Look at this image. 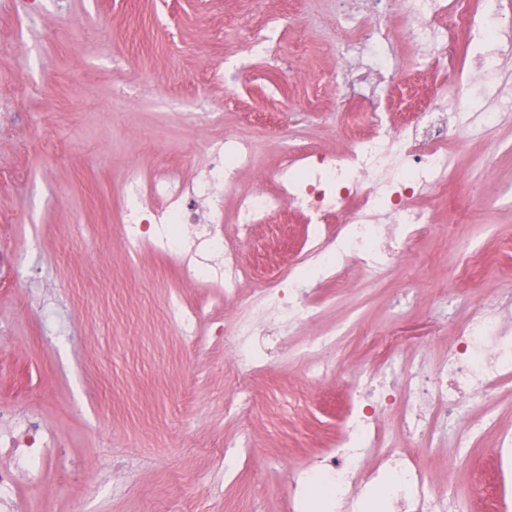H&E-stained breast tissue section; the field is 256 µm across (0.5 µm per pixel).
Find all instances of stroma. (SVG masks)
<instances>
[{
    "mask_svg": "<svg viewBox=\"0 0 512 512\" xmlns=\"http://www.w3.org/2000/svg\"><path fill=\"white\" fill-rule=\"evenodd\" d=\"M403 20L404 0H392L388 67L362 95L386 94L391 80L434 83L399 37ZM260 25L277 55L246 52L245 31ZM349 25L336 0H0V249L19 258L0 270V405L38 412L63 450L20 488L23 512H288L289 479L335 437L354 371L387 354L438 363L478 305L512 289L508 108L458 150L446 193L426 200L433 224L410 262L352 287L319 286L327 303L317 317L279 338L268 368L248 377L249 416L225 409L239 387L228 374L236 303L204 310V329L223 324L222 340H184L169 303L200 304L201 283L184 281L167 255L124 246L129 172L148 179L175 165L190 175L201 160L187 113H214L213 136L255 140L259 170L287 148L336 151ZM227 60L244 67L215 74ZM304 238L287 211L254 228L242 257L285 268ZM36 295L51 304L49 322L30 308ZM332 329L326 353L299 352ZM314 363L326 367L316 382ZM511 432L512 380L490 408L472 407L420 447L430 483L455 481L467 512H496L492 493H471L470 475L491 476L496 441ZM243 434L255 456L225 482L224 444ZM119 457L137 464L125 489L94 487Z\"/></svg>",
    "mask_w": 512,
    "mask_h": 512,
    "instance_id": "35a3bbf8",
    "label": "stroma"
}]
</instances>
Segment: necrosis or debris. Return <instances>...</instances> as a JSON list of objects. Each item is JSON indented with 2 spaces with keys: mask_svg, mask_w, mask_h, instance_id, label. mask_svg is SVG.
Returning a JSON list of instances; mask_svg holds the SVG:
<instances>
[{
  "mask_svg": "<svg viewBox=\"0 0 512 512\" xmlns=\"http://www.w3.org/2000/svg\"><path fill=\"white\" fill-rule=\"evenodd\" d=\"M381 0H355L352 47L341 68L346 85L365 76L361 58H374L386 42ZM400 38L436 63L447 61L449 32L463 30L467 65L454 82L436 83L430 103L411 118H397L389 100L373 99L353 108L341 105L347 146L331 154L284 152L261 189L238 191L232 213L224 193L236 189L241 171L256 168L253 142L236 137L203 140L205 161L192 176L169 167L143 179L131 173L123 191L122 218L129 246L182 254L187 279H205L210 295L236 300L233 367L250 375L268 365V336L314 317V296L324 281L353 273L379 276L408 260L411 245L433 218L424 198L445 190L452 157L472 129L490 127L502 107L512 106L497 85L512 47L498 39L512 27L501 0H406ZM286 211L307 226L302 258L287 272L252 278L241 249L254 225ZM233 235H225V222ZM512 379V290L481 305L457 330L448 356L426 368L391 363L365 368L350 381V394L333 448L290 479L291 501L300 503L324 490L339 512H354L372 486L386 488L381 512H465L453 488L429 484L410 445L388 446L382 419L397 411L410 444L440 437L460 421L465 406L490 398ZM58 443L33 412L0 408V512H19L21 483L38 481L57 455Z\"/></svg>",
  "mask_w": 512,
  "mask_h": 512,
  "instance_id": "necrosis-or-debris-1",
  "label": "necrosis or debris"
}]
</instances>
